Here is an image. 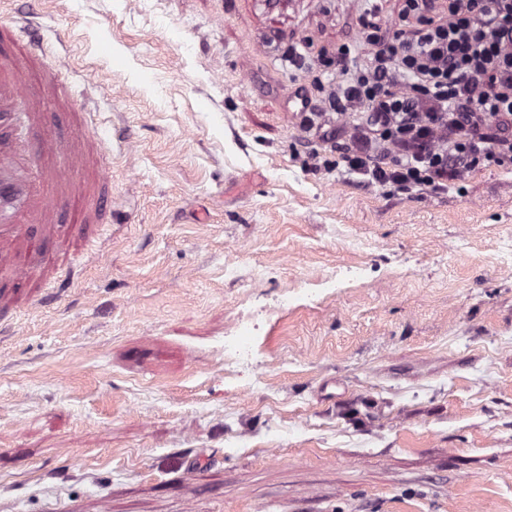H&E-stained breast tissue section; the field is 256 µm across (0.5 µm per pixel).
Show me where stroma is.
<instances>
[{
  "instance_id": "35a3bbf8",
  "label": "stroma",
  "mask_w": 512,
  "mask_h": 512,
  "mask_svg": "<svg viewBox=\"0 0 512 512\" xmlns=\"http://www.w3.org/2000/svg\"><path fill=\"white\" fill-rule=\"evenodd\" d=\"M362 0H0L106 139L103 255L0 283V512H512V172H315L288 94ZM247 329L253 365L224 374ZM249 351L238 341L237 336H226L224 339V367L234 368L247 360Z\"/></svg>"
}]
</instances>
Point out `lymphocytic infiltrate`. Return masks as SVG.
Here are the masks:
<instances>
[{
	"mask_svg": "<svg viewBox=\"0 0 512 512\" xmlns=\"http://www.w3.org/2000/svg\"><path fill=\"white\" fill-rule=\"evenodd\" d=\"M360 60L341 46L305 138L335 149L367 185L444 191L481 166L512 170V0H382L360 17Z\"/></svg>",
	"mask_w": 512,
	"mask_h": 512,
	"instance_id": "1",
	"label": "lymphocytic infiltrate"
}]
</instances>
